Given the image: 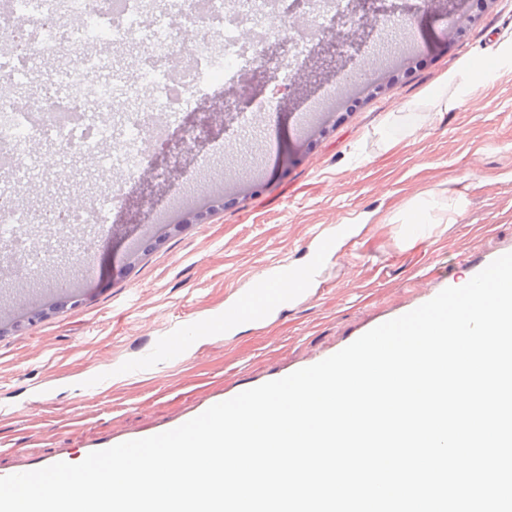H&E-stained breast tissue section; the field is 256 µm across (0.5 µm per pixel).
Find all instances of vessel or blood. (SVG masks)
Segmentation results:
<instances>
[{
    "label": "vessel or blood",
    "instance_id": "1",
    "mask_svg": "<svg viewBox=\"0 0 512 512\" xmlns=\"http://www.w3.org/2000/svg\"><path fill=\"white\" fill-rule=\"evenodd\" d=\"M336 250L335 240L320 237L307 271L299 273L279 265L269 268L263 276V285L250 294L226 305L219 323L225 330H232L243 318L245 310H254L256 316L265 317L287 304L289 296L305 293L313 281L322 261Z\"/></svg>",
    "mask_w": 512,
    "mask_h": 512
}]
</instances>
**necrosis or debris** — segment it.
I'll return each mask as SVG.
<instances>
[{
    "label": "necrosis or debris",
    "mask_w": 512,
    "mask_h": 512,
    "mask_svg": "<svg viewBox=\"0 0 512 512\" xmlns=\"http://www.w3.org/2000/svg\"><path fill=\"white\" fill-rule=\"evenodd\" d=\"M112 0H13L7 17H0V77L17 80L29 78L50 57L68 52L74 63L68 71L66 92L46 86L25 105L0 97V163L19 166L24 163L32 142L39 138L53 140L59 152L78 150L90 153L101 144L116 145L133 162L129 176H136L144 150L142 142L154 125L148 117L132 112L126 115L122 130L111 124L97 123L96 114L111 111L115 92L111 83L89 87V74L108 69L106 55L88 53L94 43L110 41L122 34L125 41L137 45L142 59L134 63L135 78L123 88L126 97L139 94L141 85L155 89L153 109L157 112H188L195 104L194 87L200 69H212L208 49L214 39V23L224 16L222 0H207L197 8L195 0H184L181 7L188 21L184 40H176L172 29L160 25L142 30L128 11H108ZM81 15L85 24L71 35H61L64 14ZM283 31L265 6L244 0L233 25L224 29V65L237 67L240 60L256 66L267 61V43L280 39ZM192 56L195 67L180 85H172L165 69L152 66L155 57ZM79 212L59 205L53 208L21 206L14 192L0 191V224L12 225L16 233L8 247L16 257L15 266L34 273L33 260L27 259L23 238L27 227L58 226L81 221Z\"/></svg>",
    "instance_id": "4bbe7bcc"
}]
</instances>
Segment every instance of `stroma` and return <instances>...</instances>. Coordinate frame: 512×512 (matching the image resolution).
Returning <instances> with one entry per match:
<instances>
[{"label": "stroma", "mask_w": 512, "mask_h": 512, "mask_svg": "<svg viewBox=\"0 0 512 512\" xmlns=\"http://www.w3.org/2000/svg\"><path fill=\"white\" fill-rule=\"evenodd\" d=\"M385 5L395 11L388 32L365 25L332 63L322 36L299 39L315 70L287 81L255 137L240 117L273 85L251 67L201 87L195 112L181 113L150 151L153 180L85 156L35 169L40 188H24L23 203L83 212L89 252L107 264L85 279L68 232L38 225L32 238L53 247V260L0 281V471L152 433L312 365L449 281L465 283L472 262L512 245V62L493 55L512 36V0ZM463 13L476 23L449 39ZM464 58L487 63L488 75L459 96L443 80ZM363 67L366 80H349ZM440 92L455 101L448 111L434 104ZM393 115L425 127L394 133ZM430 191L446 207L430 212L431 236L410 243L400 218ZM98 198L112 227L105 238L86 216ZM340 224L357 225L359 238L325 262L308 295L230 332L189 338L180 362L118 378L168 337L222 314L267 264L304 265L313 226Z\"/></svg>", "instance_id": "35a3bbf8"}]
</instances>
